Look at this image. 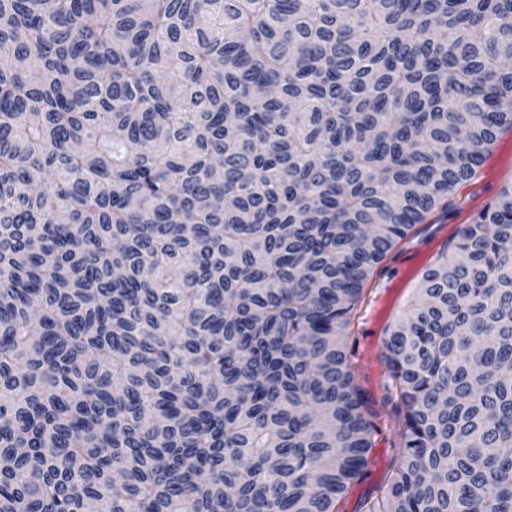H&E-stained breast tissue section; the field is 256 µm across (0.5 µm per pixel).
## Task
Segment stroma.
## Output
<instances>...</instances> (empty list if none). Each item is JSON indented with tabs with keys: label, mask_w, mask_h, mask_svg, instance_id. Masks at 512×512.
Here are the masks:
<instances>
[{
	"label": "stroma",
	"mask_w": 512,
	"mask_h": 512,
	"mask_svg": "<svg viewBox=\"0 0 512 512\" xmlns=\"http://www.w3.org/2000/svg\"><path fill=\"white\" fill-rule=\"evenodd\" d=\"M512 186V131L501 135L477 173L459 185L448 208L436 211L399 240L367 279L348 330L352 369L373 401L376 431L363 476L338 501L336 512H372L397 464L400 418L388 403L391 379L382 358L389 327L401 321L421 277L447 248L458 229Z\"/></svg>",
	"instance_id": "1"
}]
</instances>
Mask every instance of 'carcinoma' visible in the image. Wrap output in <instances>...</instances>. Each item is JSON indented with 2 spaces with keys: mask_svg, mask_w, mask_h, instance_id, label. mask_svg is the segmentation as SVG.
<instances>
[{
  "mask_svg": "<svg viewBox=\"0 0 512 512\" xmlns=\"http://www.w3.org/2000/svg\"><path fill=\"white\" fill-rule=\"evenodd\" d=\"M512 130V0H0V512H335L348 329ZM375 512H512V187L389 329Z\"/></svg>",
  "mask_w": 512,
  "mask_h": 512,
  "instance_id": "cac0c4a2",
  "label": "carcinoma"
}]
</instances>
